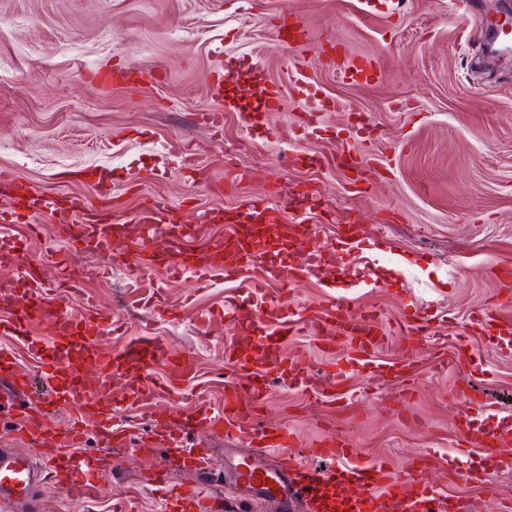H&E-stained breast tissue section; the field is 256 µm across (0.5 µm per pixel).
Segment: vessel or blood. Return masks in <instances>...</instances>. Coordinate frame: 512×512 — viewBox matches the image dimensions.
<instances>
[{
  "mask_svg": "<svg viewBox=\"0 0 512 512\" xmlns=\"http://www.w3.org/2000/svg\"><path fill=\"white\" fill-rule=\"evenodd\" d=\"M305 37L302 18L293 9L283 10L274 25L276 43L295 47ZM137 77L153 80L157 73L130 63L96 72L92 81L106 89ZM337 160L356 173L358 182H369L362 154L345 151L337 159L319 157L315 163L329 167ZM0 188L9 191L15 215H43L55 223L57 240L67 246L42 259L19 252L8 256L17 279L35 285V292L20 295L12 282L0 283V335L30 342L40 330L50 338L39 351L34 375L19 369L10 351L0 350V405H19L18 438L32 447L25 454L0 448V512H39L38 494L48 485L74 500L95 498L103 480L118 467L120 449L130 446L147 452L162 447L178 458L176 469H153L147 477L149 484L169 488L170 512H217L224 488L240 485L271 512H294L302 501L311 512H469L462 498L439 494L424 482V472L437 462L434 452L421 453L404 469L395 470L358 455L343 435L333 433L305 443L288 426L258 421L270 372H289L301 388L315 383L308 352L285 353L288 337L307 333L328 351L337 341L346 342L345 365L335 373L340 382L371 364L384 343L378 311L352 307L331 295L320 304L293 310L268 295L269 284L285 290L311 280L329 264L340 275L352 276V267L336 252L307 250L316 235L315 225L287 220L281 209L262 199L243 201L226 214L212 211L206 219L186 224L179 218L180 207L156 200L145 201L134 215L124 216L107 184L91 196L56 200L1 170ZM220 220L228 224L229 233L210 240L207 250L187 248V238L205 235L209 225ZM116 236L122 240V252L112 261L136 278L163 270L171 281L190 275L206 288L219 280L246 281L247 300L234 305L233 315L247 329L258 330L259 337L255 348L227 353L240 380L225 391L222 410L212 409L200 393L190 394L180 410H171L164 399L194 381L195 356L152 335L112 345L110 308L91 301L78 314L61 297V290L111 276V269L86 266L80 258L91 250L111 252ZM284 238L300 248L299 259L269 265L266 255ZM46 262L60 267L59 286L40 288L39 272ZM498 308L494 302L475 311L472 324L495 328L500 336L512 335V321L500 319ZM403 333L414 353L432 327L423 320L408 322ZM157 365L165 368V381L152 385L146 376ZM119 377L126 381L128 407L146 418L147 429L141 435H133L129 424L117 416L112 384ZM63 411L74 413L73 422L61 424ZM458 429L471 448L512 440L511 427L483 428L464 420ZM204 433L212 439L240 441L250 450L274 449L278 456L272 461L241 458L225 481H217L212 477L213 451L200 439ZM89 435L100 446L99 455L83 451ZM350 480L356 485L351 494L345 491Z\"/></svg>",
  "mask_w": 512,
  "mask_h": 512,
  "instance_id": "b4317fda",
  "label": "vessel or blood"
}]
</instances>
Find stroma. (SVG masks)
<instances>
[{
	"mask_svg": "<svg viewBox=\"0 0 512 512\" xmlns=\"http://www.w3.org/2000/svg\"><path fill=\"white\" fill-rule=\"evenodd\" d=\"M287 2L309 34L295 50L273 38L272 20ZM496 11V0H0V170L52 198L94 191L64 181L62 171L105 170L128 212L143 199L163 200L183 205L192 222L198 212L255 197L287 208L270 190L275 182L316 189L333 208L308 210L310 222L360 277L330 270L295 286L284 302L313 305L330 293L378 310L384 329L424 318L436 334L412 359L393 337L377 353L380 377L349 376L343 389L360 401L358 416L328 402V383L310 394L273 372L260 420L288 425L306 442L345 432L362 457L396 470L435 449L431 484L467 497L474 512H497L498 499L512 500V471L498 464L512 457V445L469 448L454 427L456 414L468 410L457 398L467 378L484 387L500 417H512V340L479 335L470 324L499 291L490 264L512 262V52L495 69L481 64V20ZM331 42L373 59L379 79L336 72L324 53ZM130 62L157 69L160 81L103 89L88 78ZM219 71L217 95L211 82ZM264 88L278 91L279 111L264 112ZM216 109L224 113L221 129L198 121ZM315 111L312 135L277 137ZM245 112L261 113L260 124L245 126ZM171 139L197 147L200 176L182 174L166 149ZM347 147L364 151L368 187L342 169L285 162L297 150L329 156ZM343 216L365 229L359 250L336 240ZM55 244L52 224L33 236L25 221L0 220V247L39 255ZM189 289L188 277L170 285L176 311L159 315L116 272L108 283H85L70 304L81 308L94 295L115 309L123 327L113 344L149 332L196 356L193 386L218 409L236 380L225 354L242 338L229 323L203 331L197 314L236 304L247 289L225 281L194 290L195 306L185 310L180 295ZM458 346L470 357L461 372L442 364ZM166 459L161 448L148 462L127 449L100 496L76 502L47 490L40 512H112L130 489L133 512H162L166 497L144 476ZM467 471L484 474L487 485L460 480Z\"/></svg>",
	"mask_w": 512,
	"mask_h": 512,
	"instance_id": "1",
	"label": "stroma"
}]
</instances>
